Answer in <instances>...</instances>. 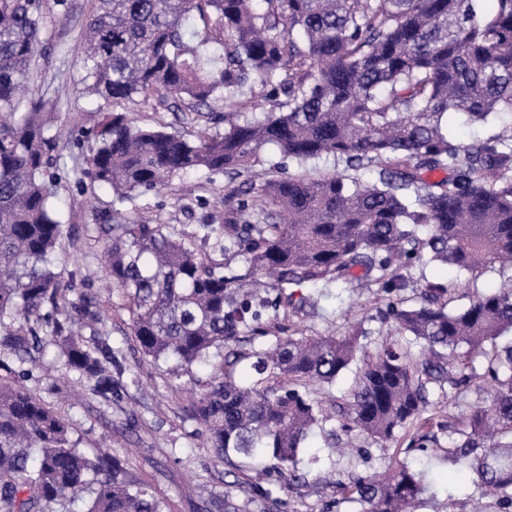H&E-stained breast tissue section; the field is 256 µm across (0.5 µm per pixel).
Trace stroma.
Masks as SVG:
<instances>
[{"instance_id":"obj_1","label":"stroma","mask_w":512,"mask_h":512,"mask_svg":"<svg viewBox=\"0 0 512 512\" xmlns=\"http://www.w3.org/2000/svg\"><path fill=\"white\" fill-rule=\"evenodd\" d=\"M69 4L48 25L30 94L55 107L58 162L69 173L55 189L64 225L55 264L64 283L93 299L94 318L82 330L84 339H108L122 373L117 377L118 401L107 402L69 373L55 346L47 343L30 358L11 361L14 369L32 370L26 387L70 421L84 451L93 453L105 446L123 459L129 478L151 486L164 512H216L215 502L226 497L236 512H359V504L338 502L336 480L350 473L378 474L400 462L423 472L430 486L414 512H471L478 493L465 462L448 459L441 448L408 449L400 438L386 443L363 440L321 464L302 463L303 479L291 491L281 488L277 474L259 472L240 459L227 464L215 456L204 427L194 417V405L223 372V357H215L206 367L176 372L143 357L133 336L128 302L108 284L102 249L120 217L162 223L165 233L175 238L193 236L209 222L223 223L237 204L235 188L251 175L245 172L232 180L192 172L125 202L107 187L84 183L89 152L80 139L95 129L105 105L80 81L88 0ZM423 273L436 282L457 280L460 305L467 303L472 290L493 291L504 283L493 270L475 280L457 276L441 264L427 265ZM383 307L384 294L377 289L331 287L315 312L283 314L277 323L302 336L342 333L357 324L374 340L388 331L379 317Z\"/></svg>"}]
</instances>
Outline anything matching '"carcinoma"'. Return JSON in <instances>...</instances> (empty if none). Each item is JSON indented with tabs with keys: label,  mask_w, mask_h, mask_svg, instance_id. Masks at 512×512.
I'll return each mask as SVG.
<instances>
[{
	"label": "carcinoma",
	"mask_w": 512,
	"mask_h": 512,
	"mask_svg": "<svg viewBox=\"0 0 512 512\" xmlns=\"http://www.w3.org/2000/svg\"><path fill=\"white\" fill-rule=\"evenodd\" d=\"M55 7L67 0H0V354H30L49 325L66 368L110 400L112 349L54 318L73 291L53 263L58 135L25 88ZM192 19L204 29L193 45ZM82 39L86 87L109 106L86 175L118 198L189 171H247L269 146L297 166L269 168L224 223L201 225L202 238L241 256L247 279L160 224L113 225L103 261L145 356L207 364L244 328L269 335L282 303L316 308L319 285H376L387 296L397 337L372 351L353 328L278 336L225 363L195 410L217 457L292 481L312 430L335 417L348 438L389 441L404 429L409 448L438 445L436 427L495 512H512V134L464 145L447 130L454 114L512 131V0H92ZM257 88L273 109L247 119L241 108ZM216 100L235 111L211 112ZM130 103L153 123L135 124ZM169 112L193 113L191 137L168 130ZM221 121L224 132L212 131ZM322 157L342 171L305 168ZM430 263L472 278L496 269L509 287L455 306L458 283L427 280L407 304L413 268ZM263 278L276 295L254 302L244 288ZM244 360L246 382L236 377ZM357 361L353 387L325 412L309 385L331 386ZM470 391L458 424L428 416L433 393ZM336 488L362 512H411L427 491L407 464ZM0 512L162 507L121 460L84 452L66 418L0 376Z\"/></svg>",
	"instance_id": "1"
}]
</instances>
